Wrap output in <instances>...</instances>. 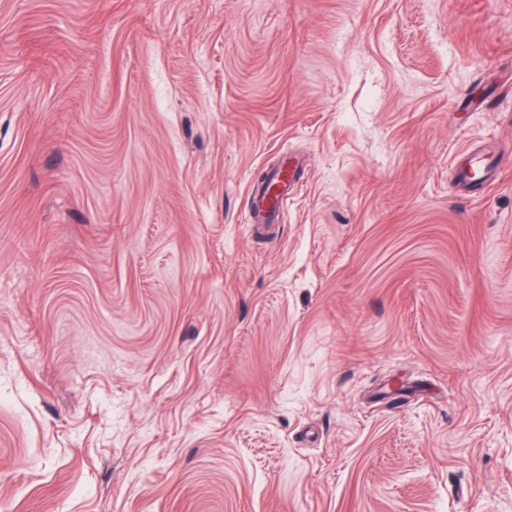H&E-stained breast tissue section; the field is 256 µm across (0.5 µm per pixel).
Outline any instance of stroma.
<instances>
[{
	"label": "stroma",
	"instance_id": "35a3bbf8",
	"mask_svg": "<svg viewBox=\"0 0 512 512\" xmlns=\"http://www.w3.org/2000/svg\"><path fill=\"white\" fill-rule=\"evenodd\" d=\"M0 512H512V0H0Z\"/></svg>",
	"mask_w": 512,
	"mask_h": 512
}]
</instances>
